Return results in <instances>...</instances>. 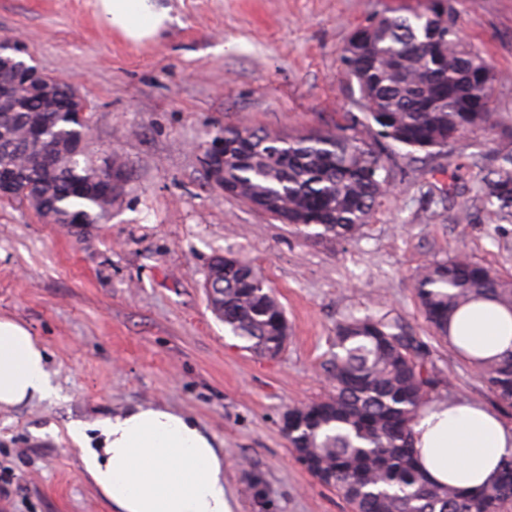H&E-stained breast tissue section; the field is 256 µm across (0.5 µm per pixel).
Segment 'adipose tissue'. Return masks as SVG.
Listing matches in <instances>:
<instances>
[{"label": "adipose tissue", "mask_w": 512, "mask_h": 512, "mask_svg": "<svg viewBox=\"0 0 512 512\" xmlns=\"http://www.w3.org/2000/svg\"><path fill=\"white\" fill-rule=\"evenodd\" d=\"M108 31L138 44L169 19L157 0H96ZM449 343L472 356L512 350V313L478 302L453 322ZM45 348L21 322L0 317V405L54 394ZM417 466L427 480L477 492L512 457V423L468 399L434 400L412 424ZM81 450V470L112 512H236L224 484V454L197 421L172 409L134 405L91 422L67 425Z\"/></svg>", "instance_id": "adipose-tissue-1"}]
</instances>
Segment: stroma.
<instances>
[{"mask_svg":"<svg viewBox=\"0 0 512 512\" xmlns=\"http://www.w3.org/2000/svg\"><path fill=\"white\" fill-rule=\"evenodd\" d=\"M172 23L127 41L96 0H0L13 38L45 76L84 104L89 158L113 156L128 180L107 221L68 229L27 200L0 197V316L39 336L57 392L0 406V512H108L66 432L127 407L165 405L196 419L224 450L237 512H351L292 454L288 408L324 399L323 369L348 316L397 319L427 349L435 396L501 408L435 335L413 291L430 262L461 247L512 281V224L476 207L468 162L493 160L502 130L474 128L452 154L406 163L392 145V187L354 239L310 237L211 183L199 145L246 125L299 137L351 124L363 107L345 74L352 32L425 0H158ZM464 41L496 79L491 109L512 115V0H450ZM248 259L288 321L278 357L243 347L203 287L212 256Z\"/></svg>","mask_w":512,"mask_h":512,"instance_id":"stroma-1","label":"stroma"}]
</instances>
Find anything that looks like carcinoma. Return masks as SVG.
Masks as SVG:
<instances>
[{"label":"carcinoma","mask_w":512,"mask_h":512,"mask_svg":"<svg viewBox=\"0 0 512 512\" xmlns=\"http://www.w3.org/2000/svg\"><path fill=\"white\" fill-rule=\"evenodd\" d=\"M366 112L353 127L372 134L366 142L342 128L285 139L264 130L224 128L228 195L260 207L298 228L347 240L369 220L391 169L382 158L397 143L412 161L424 151L449 152L468 129L501 127L497 112H462L453 97H438L442 85L491 100L494 75L487 62L463 45L448 0H430L411 16L382 14L356 29L344 57ZM76 100L49 105L26 89L0 103V167H19L13 196L41 205L52 219L81 215L99 224L112 197L102 194L97 166L80 163L76 152L83 124ZM41 129L42 152L27 149L25 135ZM479 200L499 222L512 223V136L505 137L491 164L472 158ZM224 268L212 303L244 348L269 355L288 340V322L254 266L235 256L213 257L209 271ZM413 291L427 321L442 339L454 317L474 301H494L512 310V283L456 252L432 262L415 278ZM336 352L324 365L333 390L310 412L289 444L300 460L331 475L353 512H498L512 502V458L502 462L480 493L440 488L416 466L410 423L429 400L437 380L426 369L424 345L397 320L350 316L336 326ZM477 370L503 404L512 405V351L482 361Z\"/></svg>","instance_id":"obj_1"}]
</instances>
